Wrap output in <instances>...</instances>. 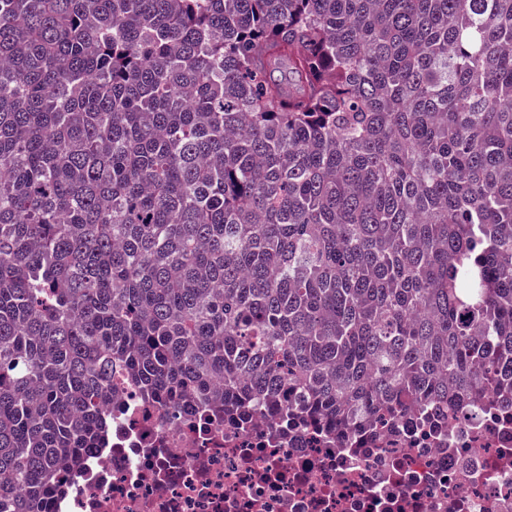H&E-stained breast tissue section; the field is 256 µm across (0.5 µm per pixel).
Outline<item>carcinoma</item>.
I'll list each match as a JSON object with an SVG mask.
<instances>
[{
	"label": "carcinoma",
	"mask_w": 512,
	"mask_h": 512,
	"mask_svg": "<svg viewBox=\"0 0 512 512\" xmlns=\"http://www.w3.org/2000/svg\"><path fill=\"white\" fill-rule=\"evenodd\" d=\"M130 385L512 411V0H0V512Z\"/></svg>",
	"instance_id": "carcinoma-1"
}]
</instances>
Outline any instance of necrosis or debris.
Here are the masks:
<instances>
[{
    "label": "necrosis or debris",
    "mask_w": 512,
    "mask_h": 512,
    "mask_svg": "<svg viewBox=\"0 0 512 512\" xmlns=\"http://www.w3.org/2000/svg\"><path fill=\"white\" fill-rule=\"evenodd\" d=\"M287 394L248 426H201L126 389L112 444L68 474L52 512H512V424L471 411L441 431L347 437L322 419L282 423Z\"/></svg>",
    "instance_id": "1"
}]
</instances>
